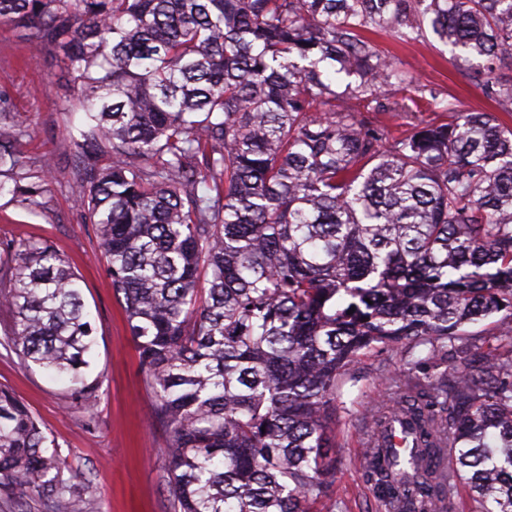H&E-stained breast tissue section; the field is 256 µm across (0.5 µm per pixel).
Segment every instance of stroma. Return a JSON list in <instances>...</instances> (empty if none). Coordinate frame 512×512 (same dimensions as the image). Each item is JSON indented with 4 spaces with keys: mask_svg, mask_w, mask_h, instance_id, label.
Here are the masks:
<instances>
[{
    "mask_svg": "<svg viewBox=\"0 0 512 512\" xmlns=\"http://www.w3.org/2000/svg\"><path fill=\"white\" fill-rule=\"evenodd\" d=\"M375 41L427 87L410 97L397 91V98L407 99L410 113L391 117V126L446 122L451 102L463 112L493 111L491 99L435 36L402 41L379 35ZM0 93L27 129L19 150L32 165H52L38 212L16 206L9 194L0 195V241L48 240L82 277L83 298L96 328L95 370L102 375L101 397L88 410L71 403L66 381L23 369L0 348V387L13 392L45 424L64 460V479L89 483L87 512H168L160 480L166 436L148 418L150 396L125 314L104 271L93 227L83 223L69 189L75 148L68 130L82 121L84 112L63 52L41 43L33 30L0 24ZM427 352L424 346L404 355L380 350L350 367L337 401L345 440L336 450V490L323 499L324 512H378L364 477V421L381 392L380 372L389 368L411 375L412 363Z\"/></svg>",
    "mask_w": 512,
    "mask_h": 512,
    "instance_id": "stroma-1",
    "label": "stroma"
}]
</instances>
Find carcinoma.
Segmentation results:
<instances>
[{
    "mask_svg": "<svg viewBox=\"0 0 512 512\" xmlns=\"http://www.w3.org/2000/svg\"><path fill=\"white\" fill-rule=\"evenodd\" d=\"M61 49L85 120L71 191L93 225L166 433L170 512H313L335 485L336 390L376 348L365 478L379 512H512V0H0ZM499 112L399 133L373 101L413 77L372 35L427 31ZM0 97V193L41 208ZM112 157L104 164L101 158ZM0 344L99 399L81 278L46 240L0 245ZM353 313H348V310ZM36 416L0 389V512H85Z\"/></svg>",
    "mask_w": 512,
    "mask_h": 512,
    "instance_id": "carcinoma-1",
    "label": "carcinoma"
}]
</instances>
